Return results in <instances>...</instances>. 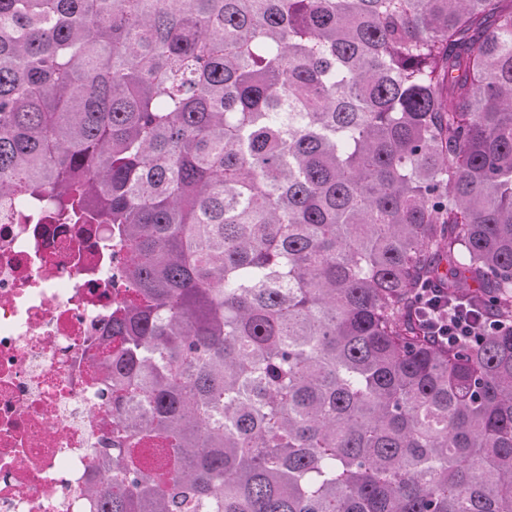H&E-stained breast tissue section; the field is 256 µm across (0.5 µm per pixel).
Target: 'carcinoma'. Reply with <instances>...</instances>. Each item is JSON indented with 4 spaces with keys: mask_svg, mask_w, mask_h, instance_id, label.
Wrapping results in <instances>:
<instances>
[{
    "mask_svg": "<svg viewBox=\"0 0 512 512\" xmlns=\"http://www.w3.org/2000/svg\"><path fill=\"white\" fill-rule=\"evenodd\" d=\"M0 199L102 224L97 512H512V0H0ZM438 288H421L418 302V311L430 330V335L446 342L460 340L470 336H478L481 333L501 328L502 323L491 321L481 324L471 315V311L461 312L454 310L448 313V303L443 302Z\"/></svg>",
    "mask_w": 512,
    "mask_h": 512,
    "instance_id": "carcinoma-1",
    "label": "carcinoma"
}]
</instances>
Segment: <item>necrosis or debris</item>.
Returning a JSON list of instances; mask_svg holds the SVG:
<instances>
[{
	"label": "necrosis or debris",
	"instance_id": "1",
	"mask_svg": "<svg viewBox=\"0 0 512 512\" xmlns=\"http://www.w3.org/2000/svg\"><path fill=\"white\" fill-rule=\"evenodd\" d=\"M118 252L98 226L0 207V512H93Z\"/></svg>",
	"mask_w": 512,
	"mask_h": 512
}]
</instances>
